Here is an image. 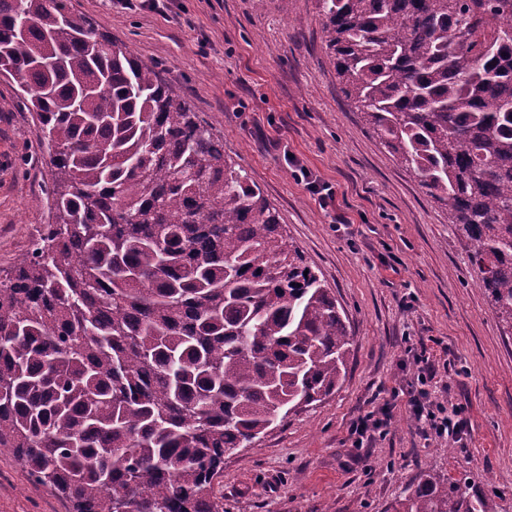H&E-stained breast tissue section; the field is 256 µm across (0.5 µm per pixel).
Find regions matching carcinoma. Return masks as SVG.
I'll list each match as a JSON object with an SVG mask.
<instances>
[{
  "mask_svg": "<svg viewBox=\"0 0 512 512\" xmlns=\"http://www.w3.org/2000/svg\"><path fill=\"white\" fill-rule=\"evenodd\" d=\"M350 105L471 244L512 330V0H317ZM54 222L0 283V448L73 512H224V454L332 395L352 339L263 189L67 0H0ZM499 512L421 478L393 512Z\"/></svg>",
  "mask_w": 512,
  "mask_h": 512,
  "instance_id": "obj_1",
  "label": "carcinoma"
}]
</instances>
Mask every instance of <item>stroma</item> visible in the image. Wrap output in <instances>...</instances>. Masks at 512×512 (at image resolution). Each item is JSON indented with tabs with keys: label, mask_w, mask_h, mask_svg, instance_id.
Wrapping results in <instances>:
<instances>
[{
	"label": "stroma",
	"mask_w": 512,
	"mask_h": 512,
	"mask_svg": "<svg viewBox=\"0 0 512 512\" xmlns=\"http://www.w3.org/2000/svg\"><path fill=\"white\" fill-rule=\"evenodd\" d=\"M163 76L224 138V152L276 207L336 299L353 337L338 391L224 456L213 482L224 512H393L427 474L469 478L512 512V330L497 318L471 246L418 177L351 108L329 62L316 0H168L154 11L69 0ZM0 281L53 221L38 122L0 78ZM335 191L321 206L292 173ZM424 342L447 362L432 397L467 406L463 444L424 439L394 390ZM394 404L386 435L356 448L351 424ZM0 512H69L0 448Z\"/></svg>",
	"instance_id": "obj_1"
}]
</instances>
